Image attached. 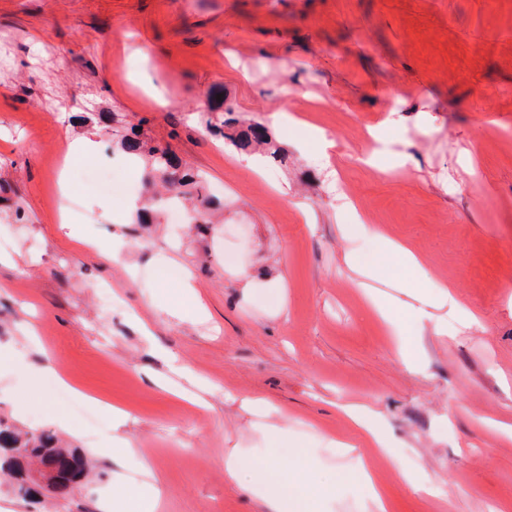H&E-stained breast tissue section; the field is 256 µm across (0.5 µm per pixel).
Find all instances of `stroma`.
Listing matches in <instances>:
<instances>
[{
  "label": "stroma",
  "mask_w": 512,
  "mask_h": 512,
  "mask_svg": "<svg viewBox=\"0 0 512 512\" xmlns=\"http://www.w3.org/2000/svg\"><path fill=\"white\" fill-rule=\"evenodd\" d=\"M1 41L0 182L28 221L0 213V348L29 325L40 343L0 416L42 430L63 414L87 451L111 434L107 413L47 388V360L127 415L129 448L100 456L104 477L69 512H103L113 487L144 482V461L148 512H265L249 479H225L224 452L264 462L269 422L303 449L296 489L332 486L327 512H368L361 481L334 480L364 465L387 512H512V0H0ZM227 108L287 164L246 166L206 133ZM112 113L222 185L223 223H132L141 170L113 153ZM86 139L96 153L70 158ZM359 215L448 287L441 329L410 328L417 359L367 299L406 294L371 242L343 235ZM173 269L192 272L202 313L179 317ZM194 380L207 407L177 397ZM348 407L379 418L389 453Z\"/></svg>",
  "instance_id": "stroma-1"
}]
</instances>
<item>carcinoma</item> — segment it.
<instances>
[{
    "instance_id": "carcinoma-1",
    "label": "carcinoma",
    "mask_w": 512,
    "mask_h": 512,
    "mask_svg": "<svg viewBox=\"0 0 512 512\" xmlns=\"http://www.w3.org/2000/svg\"><path fill=\"white\" fill-rule=\"evenodd\" d=\"M205 125L207 130L221 135L240 149L262 146L270 151L274 148L265 129L254 125L239 127L238 119L233 117L230 110L224 116L208 117ZM226 128L229 129L227 133L224 132ZM112 148L142 164L143 182L152 191V195L147 198L148 204L132 223H153L152 202L156 200L159 188L166 192L167 197L189 204L192 212L197 215L208 217L212 214L214 203L210 197L202 195L199 175L182 163L170 149L160 144H151L133 127L126 132L115 131L112 134ZM51 455L58 457L61 466L76 481L94 470V462L89 453L63 446L56 434L49 431H24L0 417V479L11 487L16 496L30 503L39 502V497L27 488L28 472Z\"/></svg>"
}]
</instances>
